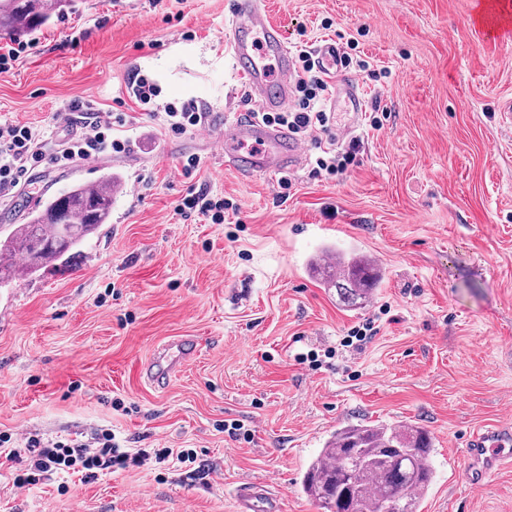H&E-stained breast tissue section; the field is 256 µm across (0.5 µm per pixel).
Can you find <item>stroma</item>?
<instances>
[{
  "instance_id": "1",
  "label": "stroma",
  "mask_w": 512,
  "mask_h": 512,
  "mask_svg": "<svg viewBox=\"0 0 512 512\" xmlns=\"http://www.w3.org/2000/svg\"><path fill=\"white\" fill-rule=\"evenodd\" d=\"M289 46L335 40L368 71L347 68L364 112L337 111L358 136L359 163L332 180L294 172L244 177L211 142L250 111L230 58L233 0H74L34 36L40 50L0 73V121L40 129L46 155L80 134L53 113L70 101L111 112L126 102L133 153L47 164L0 197V236L44 198L104 173L121 179L112 214L67 267L0 287V512H236L238 486L262 482L281 512H321L301 489L336 429L403 422L433 439L435 474L420 512H512V467L473 483L474 429L512 428V31L487 39L476 0H263ZM105 26H98V19ZM193 31L187 41L183 32ZM160 88L157 105L189 98L209 112L204 133L162 135L126 96L133 70ZM385 113L381 130L370 113ZM201 159L181 175L188 155ZM238 204L224 221L177 215L190 189ZM326 245L379 264L371 301L352 310L312 277ZM378 318L358 354L347 330ZM176 336L199 357L164 388L139 365ZM336 349L316 371L295 356ZM237 420L249 441L224 431ZM110 430L127 451H196L84 482L51 469L29 490L25 434L44 442ZM14 457H7V450Z\"/></svg>"
}]
</instances>
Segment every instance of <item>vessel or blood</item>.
I'll list each match as a JSON object with an SVG mask.
<instances>
[{"label":"vessel or blood","mask_w":512,"mask_h":512,"mask_svg":"<svg viewBox=\"0 0 512 512\" xmlns=\"http://www.w3.org/2000/svg\"><path fill=\"white\" fill-rule=\"evenodd\" d=\"M230 52L233 66L249 92L266 111L283 109L290 103L296 81L294 58L280 25L274 23L261 0H234L231 11ZM316 63L329 74L342 68L341 53L335 42L324 41L316 51ZM219 153L251 176H269L300 167L304 149L287 130L258 120H225L224 135L215 142ZM200 345L183 336L159 345L152 361L142 368L150 385L162 388L192 361ZM512 447V431L497 426L476 430L467 448L474 464V478H482L506 457ZM239 512H280L267 491L243 487L235 493Z\"/></svg>","instance_id":"obj_1"}]
</instances>
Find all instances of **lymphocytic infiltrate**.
I'll return each instance as SVG.
<instances>
[{"instance_id": "lymphocytic-infiltrate-1", "label": "lymphocytic infiltrate", "mask_w": 512, "mask_h": 512, "mask_svg": "<svg viewBox=\"0 0 512 512\" xmlns=\"http://www.w3.org/2000/svg\"><path fill=\"white\" fill-rule=\"evenodd\" d=\"M299 61L296 91L298 101L290 112H254V119L286 128L299 141H307L314 134L328 132L330 118L321 107L331 86L319 71L306 45L296 48ZM56 123L69 125L80 121L83 132L71 140L67 147L53 157H46L39 144L38 131L25 124H0V197L9 195L17 187L30 181L33 171L53 161L59 166L73 159L89 160L107 154H126L131 150L128 139L117 135L118 127L126 123V114L115 110L109 117H101L92 102L73 101L63 111L54 113ZM157 118L163 133L174 136L203 129L208 118L205 108L194 99L167 104ZM28 448L36 449L37 456L26 473L15 480L17 488L36 485L39 473L64 466L80 469L84 480H96L100 472L112 468L142 467L151 463H164L170 457L185 461V453H172L162 448L156 452L141 449L131 453L115 442L108 433L94 432L90 439L74 440L66 444H41L28 438Z\"/></svg>"}]
</instances>
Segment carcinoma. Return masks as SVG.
<instances>
[{
  "label": "carcinoma",
  "mask_w": 512,
  "mask_h": 512,
  "mask_svg": "<svg viewBox=\"0 0 512 512\" xmlns=\"http://www.w3.org/2000/svg\"><path fill=\"white\" fill-rule=\"evenodd\" d=\"M62 0H0V36L18 37L42 26ZM112 174L92 184H77L31 212L0 237V284L65 264L71 251L96 233L112 211ZM336 252L332 266L320 264L325 285L336 289L348 308L364 305L381 279L380 268L363 252ZM433 442L421 428L406 424L341 427L304 472V493L325 512H418L433 479Z\"/></svg>",
  "instance_id": "obj_1"
}]
</instances>
